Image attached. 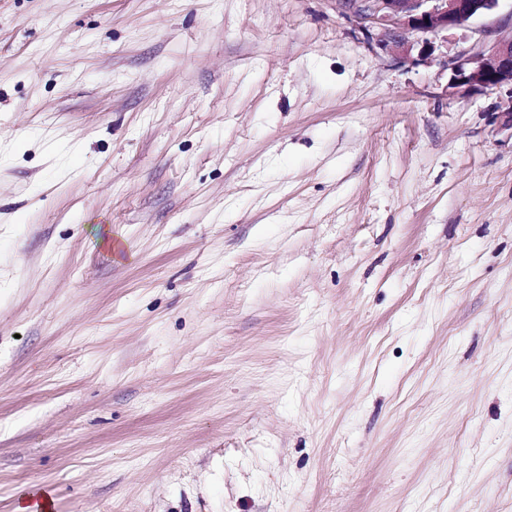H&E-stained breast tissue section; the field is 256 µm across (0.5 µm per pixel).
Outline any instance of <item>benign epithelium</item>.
Listing matches in <instances>:
<instances>
[{
  "label": "benign epithelium",
  "mask_w": 512,
  "mask_h": 512,
  "mask_svg": "<svg viewBox=\"0 0 512 512\" xmlns=\"http://www.w3.org/2000/svg\"><path fill=\"white\" fill-rule=\"evenodd\" d=\"M363 24L378 31L377 47L409 57L421 45L418 57L429 59L434 46L417 35H438L494 13L500 0H343ZM451 95L479 91L504 93L496 105L504 125L512 127V37L463 51L446 62Z\"/></svg>",
  "instance_id": "7a95c632"
}]
</instances>
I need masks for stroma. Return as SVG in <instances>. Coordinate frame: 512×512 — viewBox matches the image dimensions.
<instances>
[{
    "mask_svg": "<svg viewBox=\"0 0 512 512\" xmlns=\"http://www.w3.org/2000/svg\"><path fill=\"white\" fill-rule=\"evenodd\" d=\"M510 36L0 0V512H512ZM475 49L476 45L447 59L446 67L451 71L449 93L454 96L474 90L498 91L496 108L504 117V125L512 129V36Z\"/></svg>",
    "mask_w": 512,
    "mask_h": 512,
    "instance_id": "obj_1",
    "label": "stroma"
}]
</instances>
